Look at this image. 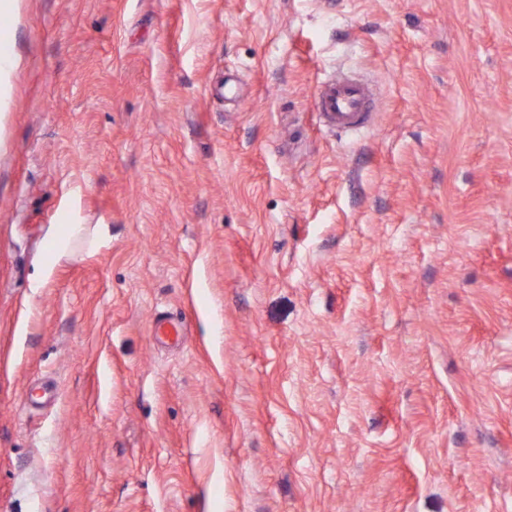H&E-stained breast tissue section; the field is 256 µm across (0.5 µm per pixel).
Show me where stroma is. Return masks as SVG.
Returning a JSON list of instances; mask_svg holds the SVG:
<instances>
[{
	"label": "stroma",
	"mask_w": 512,
	"mask_h": 512,
	"mask_svg": "<svg viewBox=\"0 0 512 512\" xmlns=\"http://www.w3.org/2000/svg\"><path fill=\"white\" fill-rule=\"evenodd\" d=\"M0 512H512V0H0ZM317 110L329 126L347 131L365 127L372 112L375 93L372 86L353 75L339 74L320 87ZM69 226L68 236L64 237L59 234L52 239L50 251L45 265L42 267L43 276L49 275L55 265L70 256L69 241L72 237L80 235L83 228L81 224H71Z\"/></svg>",
	"instance_id": "stroma-1"
}]
</instances>
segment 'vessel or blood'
Wrapping results in <instances>:
<instances>
[{"label":"vessel or blood","instance_id":"b4317fda","mask_svg":"<svg viewBox=\"0 0 512 512\" xmlns=\"http://www.w3.org/2000/svg\"><path fill=\"white\" fill-rule=\"evenodd\" d=\"M316 100L317 109L323 112L329 126L341 131L356 130L365 127L375 93L368 82L340 74L318 89Z\"/></svg>","mask_w":512,"mask_h":512}]
</instances>
